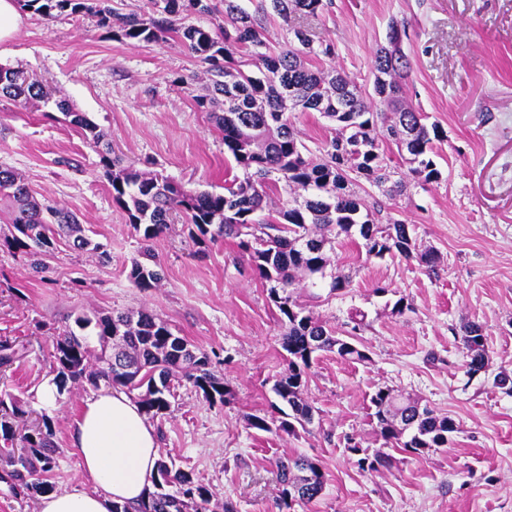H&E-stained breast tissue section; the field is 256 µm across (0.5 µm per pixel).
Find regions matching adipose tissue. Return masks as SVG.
Instances as JSON below:
<instances>
[{"mask_svg":"<svg viewBox=\"0 0 512 512\" xmlns=\"http://www.w3.org/2000/svg\"><path fill=\"white\" fill-rule=\"evenodd\" d=\"M72 429L83 477L96 489L46 494L39 512H112L113 504L134 502L150 492L160 459L157 431L124 391L85 400Z\"/></svg>","mask_w":512,"mask_h":512,"instance_id":"1","label":"adipose tissue"}]
</instances>
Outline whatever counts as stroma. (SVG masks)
Here are the masks:
<instances>
[{
  "instance_id": "stroma-1",
  "label": "stroma",
  "mask_w": 512,
  "mask_h": 512,
  "mask_svg": "<svg viewBox=\"0 0 512 512\" xmlns=\"http://www.w3.org/2000/svg\"><path fill=\"white\" fill-rule=\"evenodd\" d=\"M394 21L408 32L407 97L442 133L441 178L397 197L372 186L369 199L382 216L414 225L419 248L438 253V272L398 255L367 261L349 241L337 245L333 259L350 287L300 300L340 332L364 312L356 340L370 359L320 354L304 391L315 420L287 434L247 424L271 415L272 386L287 370L279 314L249 255L233 239L198 249L178 222L143 242L112 200L98 149L54 105L62 97L84 112L125 164L220 192L236 168L195 103L203 64L174 37L120 42L90 17L23 11L18 31L0 44V65L40 80L53 101L36 110L0 98V166L46 204L75 213L93 243L82 251L57 240L41 273L26 255L0 248V337L19 351L0 371V391L27 401L28 423L51 418L55 491L83 484L71 422L96 390L71 384L53 406L39 402L54 378V336L82 314L147 310L207 352L228 390L212 403L176 382L167 415L154 422L161 456L212 491L209 512L227 503L235 512H279L276 462L292 456L316 460L325 474L321 496L294 512H512V393L496 383L512 375V0H334L304 21L315 43L334 48L313 64L371 89L374 53ZM146 249L162 278L143 291L125 269ZM401 297L411 308L400 313ZM469 322L485 337V366L473 375L462 344ZM380 388L451 416L460 427L453 443L418 454L395 448L391 469L360 470L348 441L370 454L380 449L369 408Z\"/></svg>"
}]
</instances>
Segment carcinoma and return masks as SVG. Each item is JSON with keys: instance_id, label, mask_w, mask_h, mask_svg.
<instances>
[{"instance_id": "obj_1", "label": "carcinoma", "mask_w": 512, "mask_h": 512, "mask_svg": "<svg viewBox=\"0 0 512 512\" xmlns=\"http://www.w3.org/2000/svg\"><path fill=\"white\" fill-rule=\"evenodd\" d=\"M22 7L42 16L56 13L92 16L98 26L112 30L120 40L157 42L174 36L206 64L208 94L195 98L197 106L210 113L216 128L224 133V147L243 176L225 180L224 192L187 189L154 171L123 165L112 155V147L101 153V163L111 182L112 198L127 213L133 230L149 242L180 217L190 226L196 244L217 238H237L238 247L249 253L255 270L278 308L281 346L287 353L288 371L277 380L273 393L287 406L277 408L278 420L252 415L249 425L259 431L290 433L298 414L313 407L304 397L307 370L322 352H331L354 362L369 355L336 330L311 315L299 302L298 291L327 288L333 294L350 286L349 277L331 265L327 252L343 236L366 259L400 255L417 259L434 271L437 256L418 251L413 228L402 219H376L377 207L359 191V182L393 196L407 190L385 161L384 145L396 147L410 174L424 183L440 179L434 161V141L441 139L435 125L406 99V80L411 63L403 51L406 26L391 22L386 44L379 46L372 66V92L362 91L347 75L324 70L310 63L318 54L330 56L327 44L313 48L310 32L292 28L293 39L284 47L272 44L268 17L276 15L286 24L296 18H317L329 11L333 0H261L249 12L240 0H221L224 26L219 35L185 23L191 14L217 10L211 0H149L144 14H119L110 0H21ZM252 50L251 58L236 57L239 49ZM0 97L24 108L48 103L44 86L24 71L0 66ZM69 125L80 130L86 142L98 147L106 134L83 112L65 99L55 101ZM295 112H317L333 124L332 136L324 140L320 156L314 157L303 143L292 120ZM288 199L274 208L271 196L279 191ZM0 198L12 204L8 248L35 258L54 245L56 237L72 236L79 248L88 245L79 231V220L70 210L46 206L33 193L24 177L0 168ZM128 279L149 290L161 280L158 270L137 258L127 268ZM92 329L97 345L82 334ZM468 372L484 368V334L480 326L467 324L463 330ZM53 381L57 393L67 383L105 382L128 391H139L138 403L151 418L163 417L170 408L171 382L184 379L209 401H224L226 391L210 370L209 356L172 333L169 326L149 311L81 315L75 327L67 326L55 338ZM372 417L384 445L420 453L429 448H446L459 426L449 416L436 413L415 400L398 404L388 388L371 397ZM27 410L21 399L0 394V438L18 440L20 451L3 448L9 469L0 478L28 496L53 490L39 478L52 471L53 429L48 418L42 424L17 432ZM412 420L409 429L396 419ZM363 471L391 465L380 451L357 460ZM280 508L296 502L310 503L323 491L320 465L304 457L276 463ZM212 493L177 467L173 458L159 462L154 490L136 505L114 504L112 512H205Z\"/></svg>"}]
</instances>
